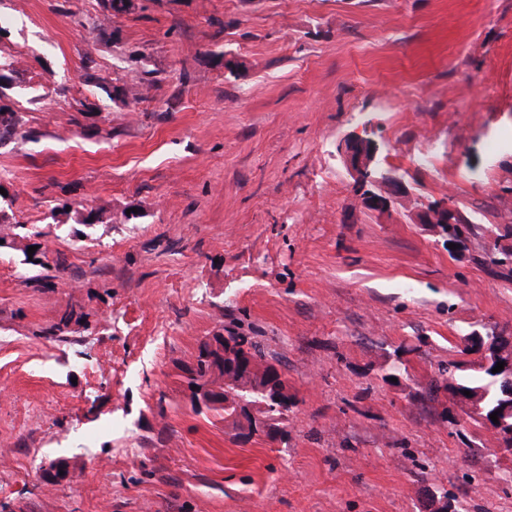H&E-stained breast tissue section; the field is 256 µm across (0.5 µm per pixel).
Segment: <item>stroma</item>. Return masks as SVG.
<instances>
[{"label": "stroma", "mask_w": 512, "mask_h": 512, "mask_svg": "<svg viewBox=\"0 0 512 512\" xmlns=\"http://www.w3.org/2000/svg\"><path fill=\"white\" fill-rule=\"evenodd\" d=\"M6 512H512V456L416 393L463 336L512 330V0H0ZM405 192L378 212L338 144ZM66 201L53 209V199ZM450 201L465 257L417 216ZM63 267H56L55 258ZM79 343L42 337L68 308ZM278 359L285 441L196 406L182 368L225 327ZM406 366L397 381L386 375ZM72 478L46 487L41 465ZM362 138L351 134L340 145L345 166L359 187L376 184L372 168L375 147Z\"/></svg>", "instance_id": "35a3bbf8"}]
</instances>
